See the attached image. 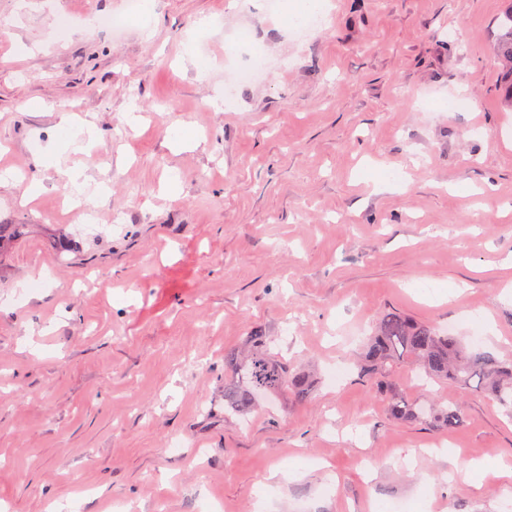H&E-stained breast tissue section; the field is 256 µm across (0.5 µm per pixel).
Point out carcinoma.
Returning <instances> with one entry per match:
<instances>
[{"instance_id": "cac0c4a2", "label": "carcinoma", "mask_w": 512, "mask_h": 512, "mask_svg": "<svg viewBox=\"0 0 512 512\" xmlns=\"http://www.w3.org/2000/svg\"><path fill=\"white\" fill-rule=\"evenodd\" d=\"M506 2L496 51L506 63L508 83L512 86V0ZM224 361L238 376L237 383L224 387V401L241 411L250 410L262 398L280 393L305 400L314 390L311 372L272 354L266 336L251 337L248 353L230 352ZM403 364L416 370L418 380L446 382L450 387L473 386L489 395L512 418V359L500 361L489 354L471 351L451 334L392 311L376 322L367 337L360 367L384 397L387 415L393 420L432 422L446 431L457 429L463 421L458 403L419 400L397 386L392 376L395 368Z\"/></svg>"}]
</instances>
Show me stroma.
<instances>
[{
	"instance_id": "obj_1",
	"label": "stroma",
	"mask_w": 512,
	"mask_h": 512,
	"mask_svg": "<svg viewBox=\"0 0 512 512\" xmlns=\"http://www.w3.org/2000/svg\"><path fill=\"white\" fill-rule=\"evenodd\" d=\"M504 7L329 0L301 36L266 0H154L116 36L125 0H0V224L33 227L0 252V504L502 512L512 476L462 474L512 459V419L434 383L459 429L392 421L355 356L389 311L512 354ZM233 65L260 75L215 110ZM454 97L471 110L434 109ZM387 168L401 183L376 188ZM73 169L97 234L57 206ZM252 335L318 373L309 399L225 406L224 355ZM280 466L295 479L268 481Z\"/></svg>"
}]
</instances>
